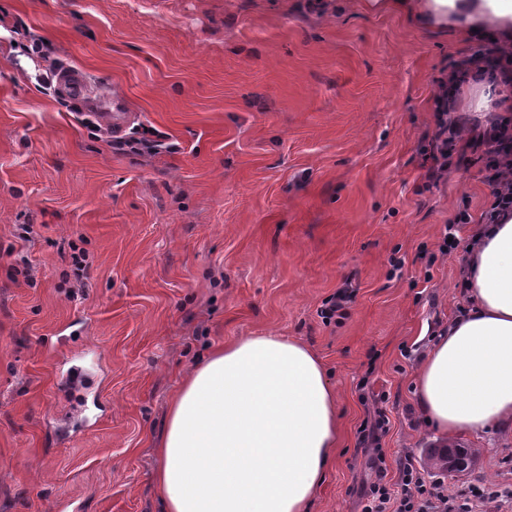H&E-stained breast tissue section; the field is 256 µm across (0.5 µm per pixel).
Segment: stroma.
<instances>
[{
    "label": "stroma",
    "mask_w": 512,
    "mask_h": 512,
    "mask_svg": "<svg viewBox=\"0 0 512 512\" xmlns=\"http://www.w3.org/2000/svg\"><path fill=\"white\" fill-rule=\"evenodd\" d=\"M490 35L512 47L426 0H0V512H161L170 401L243 336L305 345L336 393L310 512H359L378 405L387 465L476 448L448 485L512 490V430L437 435L413 391L491 200L471 147L427 176L439 80ZM66 66L124 102L120 131ZM497 99L476 78L455 109L481 126ZM146 132L164 150L124 149ZM351 298L352 293L345 283L340 286L336 290V293L325 303L327 306L321 311V314L324 315L322 317L329 322H331L332 319L336 320V315L338 318H342L346 306L351 302ZM374 423L368 426H364L359 432L358 445L359 448H372L377 446L379 441V431L384 432L387 417L382 409L377 408L375 410Z\"/></svg>",
    "instance_id": "1"
}]
</instances>
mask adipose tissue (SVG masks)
I'll use <instances>...</instances> for the list:
<instances>
[{
  "label": "adipose tissue",
  "mask_w": 512,
  "mask_h": 512,
  "mask_svg": "<svg viewBox=\"0 0 512 512\" xmlns=\"http://www.w3.org/2000/svg\"><path fill=\"white\" fill-rule=\"evenodd\" d=\"M512 27V0H429ZM470 304L414 376L438 434L512 427V211L482 225L469 252ZM340 414L320 360L281 336L217 347L173 396L154 482L165 512H307L337 445Z\"/></svg>",
  "instance_id": "ef3b65f1"
}]
</instances>
